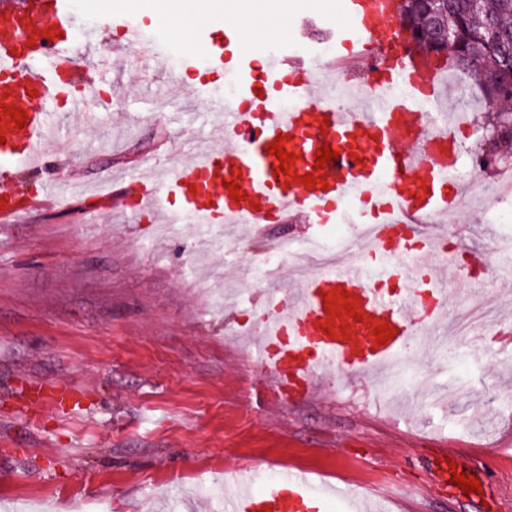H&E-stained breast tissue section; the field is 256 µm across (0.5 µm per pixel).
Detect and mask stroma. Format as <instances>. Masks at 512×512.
I'll list each match as a JSON object with an SVG mask.
<instances>
[{
  "label": "stroma",
  "instance_id": "1",
  "mask_svg": "<svg viewBox=\"0 0 512 512\" xmlns=\"http://www.w3.org/2000/svg\"><path fill=\"white\" fill-rule=\"evenodd\" d=\"M121 62L128 88L111 110L60 106L54 133L72 151L17 168L21 193L69 176L122 193L113 170L138 176L180 153L184 137L166 121L158 64L136 60L122 31L98 40ZM472 95L460 97L459 84ZM450 115H462L474 150L490 112L477 76L454 70ZM101 197H69L62 209L0 226V512H82L92 499L112 512H219L239 466H285L343 488L326 512H512V352L494 357L467 339L464 365L439 327L413 342L432 391L383 398L371 379L326 372L311 398L277 401L257 359L251 269L236 276L210 263L204 275L243 287L239 306L212 315L191 288L194 240H155L150 214L112 220ZM457 246L469 267L496 263L512 231L480 208L461 206ZM330 238L335 225L290 218L240 242L259 256L281 234ZM512 278L479 276L453 303L497 319ZM455 449L484 485L482 505L441 490L432 462Z\"/></svg>",
  "mask_w": 512,
  "mask_h": 512
}]
</instances>
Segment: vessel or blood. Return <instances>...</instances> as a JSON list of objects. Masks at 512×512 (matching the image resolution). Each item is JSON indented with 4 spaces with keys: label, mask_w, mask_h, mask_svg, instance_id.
I'll return each mask as SVG.
<instances>
[{
    "label": "vessel or blood",
    "mask_w": 512,
    "mask_h": 512,
    "mask_svg": "<svg viewBox=\"0 0 512 512\" xmlns=\"http://www.w3.org/2000/svg\"><path fill=\"white\" fill-rule=\"evenodd\" d=\"M342 24L328 38L337 56H381L368 67L364 98L357 105H338L326 97L306 103L305 97L326 75L321 55H295L280 50L263 55L262 46L243 39L240 29H227L224 44L205 46L198 55H174L167 41L147 38L127 17H106L103 29L121 28L127 42L147 61L163 63L168 88L181 87L190 72L201 75L207 93L201 101L214 125L189 132L194 141L190 161L166 165L159 191L138 190L142 209L165 223L191 219L199 224L232 227L238 224H283L299 216L309 224H356L361 228L355 247L342 255L341 267L306 278L294 300L264 293L265 312L256 326L257 357L279 400H307L314 377L326 370L365 377L395 361L418 324L440 321L447 284L433 266H447L452 257L443 245L426 248L427 230L460 203L463 191L458 172L463 152L456 116L446 123L426 124L424 111L444 110L442 87L448 64L431 65L398 44L399 0H337ZM37 30H30V19ZM81 18L67 0H22L0 7V104L24 108L25 127L5 125L0 144V223L14 224L46 201H59L57 188L18 200L9 184L15 165H42L44 145L52 127L49 101L66 94L75 77L72 35ZM94 60L83 79L82 103L103 108L110 99L102 89L112 83V59L97 51V35H85ZM232 77L234 98L209 92L218 80ZM285 136L287 152L295 154L293 174L274 175L276 154L266 147ZM338 151L337 160L316 169L322 146ZM320 179L319 187L303 183L306 174ZM240 187L242 201L232 199L224 180ZM178 200L177 210L160 204L161 197ZM345 292L358 300L365 321L328 316L325 294ZM332 321L333 333L321 324ZM394 326L396 334L376 344L372 323ZM350 326L344 337L342 326ZM325 492L314 491L304 473L284 476L273 487L255 492L240 483L231 512H324Z\"/></svg>",
    "instance_id": "b4317fda"
}]
</instances>
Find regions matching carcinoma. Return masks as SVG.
<instances>
[{
	"label": "carcinoma",
	"mask_w": 512,
	"mask_h": 512,
	"mask_svg": "<svg viewBox=\"0 0 512 512\" xmlns=\"http://www.w3.org/2000/svg\"><path fill=\"white\" fill-rule=\"evenodd\" d=\"M435 15L455 37L446 51L430 25ZM399 17L426 54L445 53L455 67L479 76L483 97L498 109L493 129L512 127V111H502L512 107V0H403Z\"/></svg>",
	"instance_id": "cac0c4a2"
}]
</instances>
